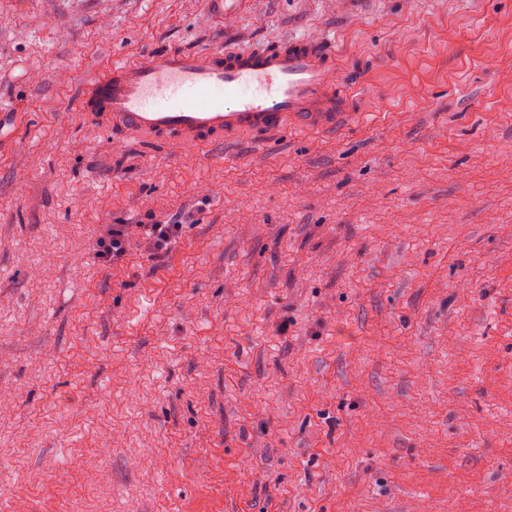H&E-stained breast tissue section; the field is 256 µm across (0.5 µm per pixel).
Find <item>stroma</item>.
Here are the masks:
<instances>
[{"mask_svg":"<svg viewBox=\"0 0 512 512\" xmlns=\"http://www.w3.org/2000/svg\"><path fill=\"white\" fill-rule=\"evenodd\" d=\"M291 36L335 129L78 111L112 55ZM0 512H512V0H0ZM183 224L184 222L172 215L167 220L160 219L155 221L154 224H140L137 227L142 229L144 236L152 245L156 256H163L171 250V246ZM127 224H112L106 235L100 237L95 244L94 256L101 263H117L122 261L127 253Z\"/></svg>","mask_w":512,"mask_h":512,"instance_id":"stroma-1","label":"stroma"}]
</instances>
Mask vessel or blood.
<instances>
[{"label": "vessel or blood", "instance_id": "obj_1", "mask_svg": "<svg viewBox=\"0 0 512 512\" xmlns=\"http://www.w3.org/2000/svg\"><path fill=\"white\" fill-rule=\"evenodd\" d=\"M342 89L322 41L294 37L246 50L167 49L113 58L84 82L78 109L107 132L205 148L239 135L334 127Z\"/></svg>", "mask_w": 512, "mask_h": 512}]
</instances>
